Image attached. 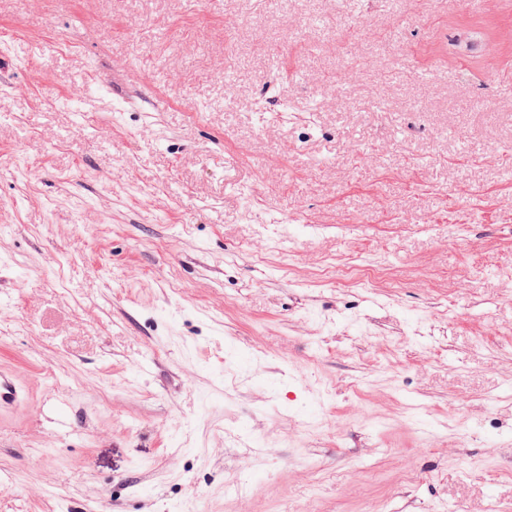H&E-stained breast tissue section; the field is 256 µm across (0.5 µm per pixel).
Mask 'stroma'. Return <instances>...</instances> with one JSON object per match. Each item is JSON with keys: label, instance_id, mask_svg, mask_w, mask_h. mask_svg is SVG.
<instances>
[{"label": "stroma", "instance_id": "1", "mask_svg": "<svg viewBox=\"0 0 512 512\" xmlns=\"http://www.w3.org/2000/svg\"><path fill=\"white\" fill-rule=\"evenodd\" d=\"M506 28L0 0V512H512ZM24 396L21 388L13 377L4 371H0V412L11 408Z\"/></svg>", "mask_w": 512, "mask_h": 512}]
</instances>
